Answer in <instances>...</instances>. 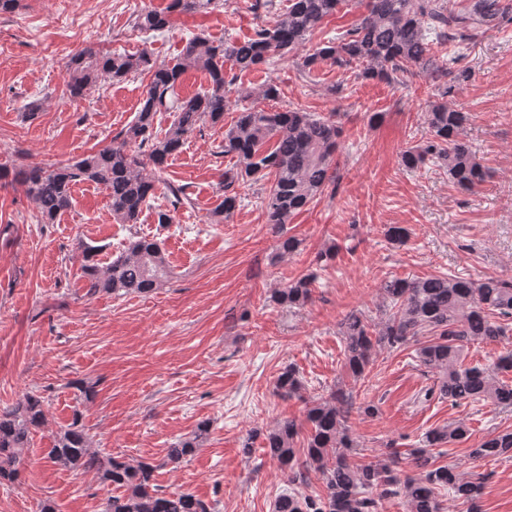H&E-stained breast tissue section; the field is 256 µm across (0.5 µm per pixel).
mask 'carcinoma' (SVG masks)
Masks as SVG:
<instances>
[{
  "instance_id": "1",
  "label": "carcinoma",
  "mask_w": 512,
  "mask_h": 512,
  "mask_svg": "<svg viewBox=\"0 0 512 512\" xmlns=\"http://www.w3.org/2000/svg\"><path fill=\"white\" fill-rule=\"evenodd\" d=\"M215 0H171L169 9L179 13L205 12ZM343 0H288V6L269 26H261L243 42H215L196 35L186 42L173 64L159 63L142 50L135 54H109L87 47L74 54L67 66L66 94L77 99L102 78L121 81L131 73H147L150 81L135 116L98 151L65 166L38 164L1 167L0 179L19 186L35 204L46 224L72 207V187L90 181L102 186L109 197L113 218L120 224H136L143 207L155 196V173L178 153L203 120L216 125L224 113L236 112L224 132V155L235 166L224 171V200L214 211L217 224L236 209L237 187L248 182L271 180L265 197L267 223L279 230L325 189L336 183L335 155L342 127L329 117L298 109L266 110L247 104L253 98L274 100L279 92L269 83L258 91L236 89L229 99L226 87L237 75L226 77L224 63L249 72L271 55H286L300 46L323 21L335 15ZM364 11L335 40L303 57L300 68L309 72L327 61L345 70L358 69L366 79L389 85L403 84L420 73L440 90L428 104L429 137L405 150L402 165L415 169L435 161L462 191L469 192L485 181L488 171L482 158L462 138L469 120L466 112L448 105L457 84L468 77L448 57V45L466 44L479 34L512 23V5L504 0H361ZM169 24L168 14L147 10L136 25L159 31ZM208 73L210 87L180 99L176 87L190 70ZM162 110L176 112L164 134L154 131L155 116ZM272 146H267L268 142ZM81 277L90 294H144L167 281L170 266L156 238L134 236L112 254L104 265L97 260L100 248L79 243ZM314 274L309 273L277 288L271 302L290 308L311 299ZM387 302L385 320L377 325L352 312L341 323L344 366L360 378L384 348H399L430 335L417 349L420 363L438 375L439 397L454 404L487 402L512 406V385L499 374L512 371V351L489 366L466 365L461 360L467 344H484L512 332V281L497 277L480 280L446 274L426 278H390L380 285ZM302 381L293 368L283 371L277 388L285 398L301 397ZM305 421L311 427L304 460L297 458L296 440L301 424L283 419L264 435L265 455L288 471V481L304 482L306 473L320 474L323 490L316 495L290 492L280 495L272 512H377L376 497L399 496L409 512H443L439 496L448 490L481 512L483 481L466 478L449 465L436 463L430 449L462 439L461 422L432 428L422 446L409 450L408 459L418 474L400 468L395 450L365 463L353 464L348 452L355 447L349 420L353 412L373 415L371 404L356 405L353 394L338 387L326 395L304 400ZM47 424L45 397L28 391L13 406L0 409V484L18 480L19 465L30 446L34 430ZM208 426L198 434L167 449L166 459L154 464L130 461L93 447L79 413L59 428L46 459L58 466L93 471L112 485L105 512H212L210 505L191 493H165L155 473L166 464H178L192 455ZM475 458L512 457V430L483 440L471 450Z\"/></svg>"
}]
</instances>
